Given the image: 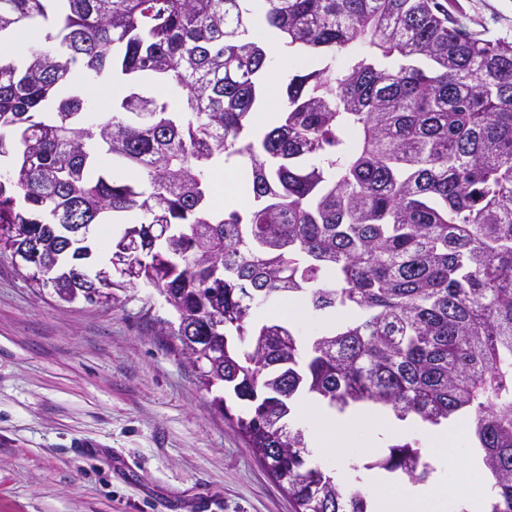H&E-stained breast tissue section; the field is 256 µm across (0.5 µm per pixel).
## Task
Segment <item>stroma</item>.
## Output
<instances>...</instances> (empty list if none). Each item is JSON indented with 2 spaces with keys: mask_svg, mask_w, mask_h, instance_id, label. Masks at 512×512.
Segmentation results:
<instances>
[{
  "mask_svg": "<svg viewBox=\"0 0 512 512\" xmlns=\"http://www.w3.org/2000/svg\"><path fill=\"white\" fill-rule=\"evenodd\" d=\"M471 31L512 42V0H447ZM155 290L59 304L0 252V512H293L285 490L158 332Z\"/></svg>",
  "mask_w": 512,
  "mask_h": 512,
  "instance_id": "35a3bbf8",
  "label": "stroma"
}]
</instances>
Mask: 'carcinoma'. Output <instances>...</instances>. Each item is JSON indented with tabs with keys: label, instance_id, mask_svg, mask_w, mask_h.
<instances>
[{
	"label": "carcinoma",
	"instance_id": "1",
	"mask_svg": "<svg viewBox=\"0 0 512 512\" xmlns=\"http://www.w3.org/2000/svg\"><path fill=\"white\" fill-rule=\"evenodd\" d=\"M258 5L314 65L261 135ZM35 25L49 47L0 53V251L29 253L32 287L91 304L106 273L114 300L155 289L174 316L160 333L191 337L199 383L246 402L237 432L294 512H372L309 465L301 393L431 425L474 412L489 512H512V43L442 0H0V37ZM76 71L92 88L152 76L175 98L130 89L96 111ZM235 162L249 204L226 213L210 192ZM121 212L137 214L110 245L136 240L123 273L59 233ZM287 296L319 322L306 340L252 319ZM373 466L431 473L410 442Z\"/></svg>",
	"mask_w": 512,
	"mask_h": 512
}]
</instances>
